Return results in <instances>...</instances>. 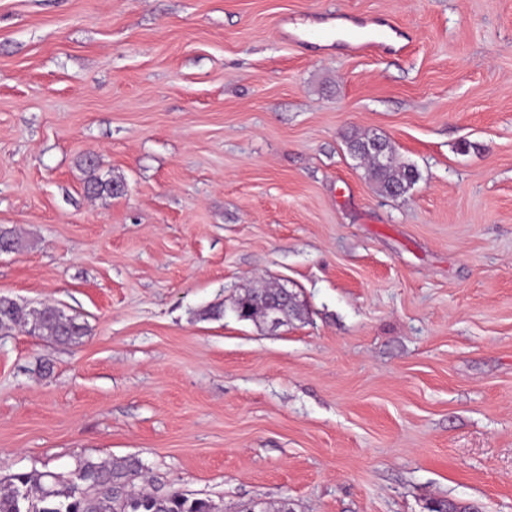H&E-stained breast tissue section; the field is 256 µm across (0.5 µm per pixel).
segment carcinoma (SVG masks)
Segmentation results:
<instances>
[{
  "mask_svg": "<svg viewBox=\"0 0 512 512\" xmlns=\"http://www.w3.org/2000/svg\"><path fill=\"white\" fill-rule=\"evenodd\" d=\"M352 154L368 162L379 190L396 196L406 192L419 178L417 169L395 160L389 142L378 136L356 137L349 140ZM92 175L85 191L91 195L118 196L122 183L103 180L93 174L95 164L89 163ZM275 309L288 323L301 315L296 295L288 301L279 300L273 288L249 290L234 300L233 312L244 320H266V312ZM31 326L57 343L69 344L86 335V326L65 315L54 306L27 309L17 302L0 297V328ZM145 466L136 457L123 461L96 462L83 459L75 472L83 473L78 480L45 472L16 473L0 490V512H220L207 498L190 497L177 489L146 491L139 487Z\"/></svg>",
  "mask_w": 512,
  "mask_h": 512,
  "instance_id": "carcinoma-1",
  "label": "carcinoma"
}]
</instances>
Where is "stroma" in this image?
I'll list each match as a JSON object with an SVG mask.
<instances>
[{"label": "stroma", "mask_w": 512, "mask_h": 512, "mask_svg": "<svg viewBox=\"0 0 512 512\" xmlns=\"http://www.w3.org/2000/svg\"><path fill=\"white\" fill-rule=\"evenodd\" d=\"M375 16L406 51L336 46ZM0 229V297L88 329L0 330V478L512 512V0H0ZM274 282L300 318L235 316ZM348 146L352 154L368 162L379 190L384 194L400 195L419 178L413 165L395 160L389 142L381 137H356L349 140ZM89 169L92 174L90 178L86 181L85 191L91 195H102L106 193L110 196H118L121 195L122 192L118 191V187L124 186L122 182H118L116 180H102L98 176L95 175V164L92 161H89Z\"/></svg>", "instance_id": "obj_1"}]
</instances>
